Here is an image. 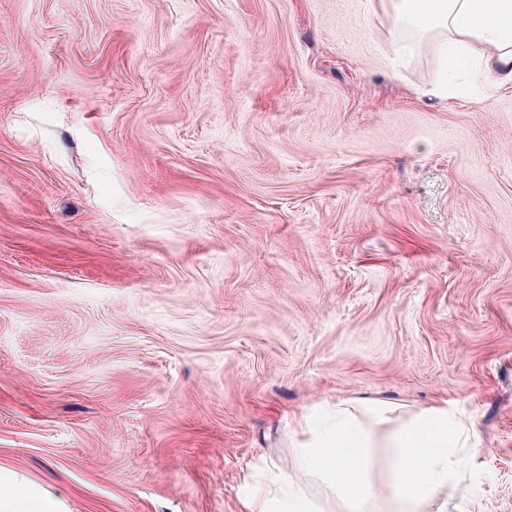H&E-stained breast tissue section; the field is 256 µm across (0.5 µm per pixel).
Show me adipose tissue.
Segmentation results:
<instances>
[{
    "label": "adipose tissue",
    "instance_id": "adipose-tissue-1",
    "mask_svg": "<svg viewBox=\"0 0 512 512\" xmlns=\"http://www.w3.org/2000/svg\"><path fill=\"white\" fill-rule=\"evenodd\" d=\"M368 8L450 62L467 60L488 84L512 83V0H368ZM292 422L290 462L267 466L244 512H448L459 452L482 450L444 401L403 412L380 398L339 399ZM0 512H65V504L0 468Z\"/></svg>",
    "mask_w": 512,
    "mask_h": 512
}]
</instances>
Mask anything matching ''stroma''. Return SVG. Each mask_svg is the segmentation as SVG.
<instances>
[{
    "mask_svg": "<svg viewBox=\"0 0 512 512\" xmlns=\"http://www.w3.org/2000/svg\"><path fill=\"white\" fill-rule=\"evenodd\" d=\"M366 0H0V465L242 512L325 399L447 400L512 512V84Z\"/></svg>",
    "mask_w": 512,
    "mask_h": 512,
    "instance_id": "obj_1",
    "label": "stroma"
}]
</instances>
